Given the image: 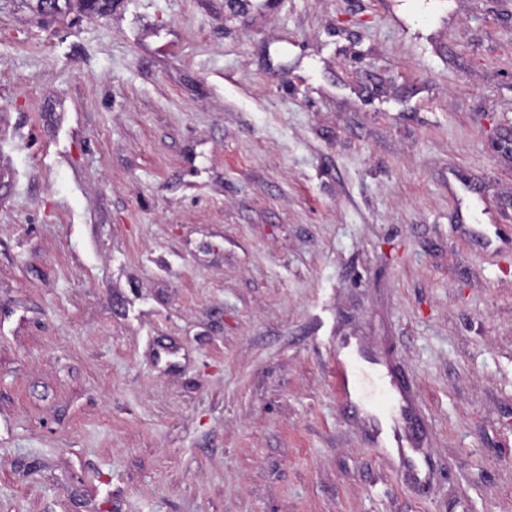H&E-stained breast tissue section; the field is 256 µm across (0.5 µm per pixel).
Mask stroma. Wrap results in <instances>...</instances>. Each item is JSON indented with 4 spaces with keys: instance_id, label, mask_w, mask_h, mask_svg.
I'll list each match as a JSON object with an SVG mask.
<instances>
[{
    "instance_id": "35a3bbf8",
    "label": "stroma",
    "mask_w": 512,
    "mask_h": 512,
    "mask_svg": "<svg viewBox=\"0 0 512 512\" xmlns=\"http://www.w3.org/2000/svg\"><path fill=\"white\" fill-rule=\"evenodd\" d=\"M0 512H512V0H0ZM340 351L343 352V357L341 358L339 355L336 361V384L346 396L350 397L348 360L354 361L359 356V351L356 344L350 339H344L340 343ZM392 387L379 396L378 404L383 407L384 414L374 427L373 442L387 454L397 453L411 480L420 482L427 476L428 464L419 456L417 427L407 402L406 386L398 382ZM394 403H397L398 411L392 414Z\"/></svg>"
}]
</instances>
